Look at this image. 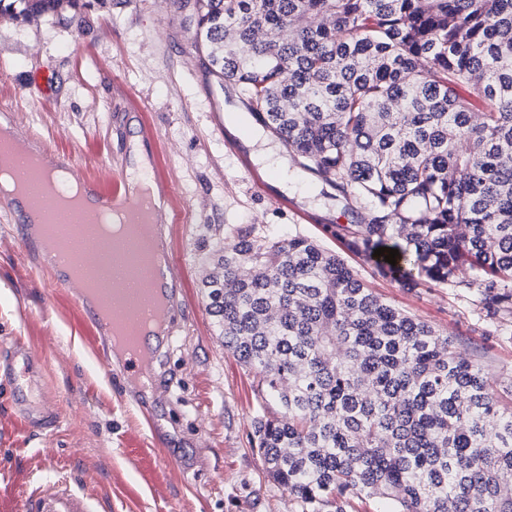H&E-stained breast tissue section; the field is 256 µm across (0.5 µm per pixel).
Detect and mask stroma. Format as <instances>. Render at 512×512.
Returning <instances> with one entry per match:
<instances>
[{
  "label": "stroma",
  "mask_w": 512,
  "mask_h": 512,
  "mask_svg": "<svg viewBox=\"0 0 512 512\" xmlns=\"http://www.w3.org/2000/svg\"><path fill=\"white\" fill-rule=\"evenodd\" d=\"M194 14L195 0H85L75 15L0 16V100L13 103L20 126L75 160L80 174L105 180L130 167V142L146 125L145 152L157 153L176 200L193 206L169 238L183 261L179 338L165 371L130 383L108 368L76 297L0 214V352L22 341L40 355L57 412L50 429L26 431L0 378V512H21L53 469L105 512H296L253 441L257 380L225 350L202 295L216 239L239 226L318 240L375 294L456 338L495 380L512 376V338L482 332L473 296L373 275L372 262L335 233L367 210L351 213L312 178L284 181L261 161L251 142L258 124L237 87L205 72ZM215 110L223 127L211 121ZM256 182L263 192H253Z\"/></svg>",
  "instance_id": "obj_1"
}]
</instances>
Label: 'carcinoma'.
Here are the masks:
<instances>
[{"mask_svg": "<svg viewBox=\"0 0 512 512\" xmlns=\"http://www.w3.org/2000/svg\"><path fill=\"white\" fill-rule=\"evenodd\" d=\"M193 43L306 174L368 210L348 246L378 275L474 290L487 325L512 324V0H196ZM387 241L394 266L373 257ZM203 291L258 377L253 438L299 512H512V381L338 254L237 227Z\"/></svg>", "mask_w": 512, "mask_h": 512, "instance_id": "1", "label": "carcinoma"}]
</instances>
